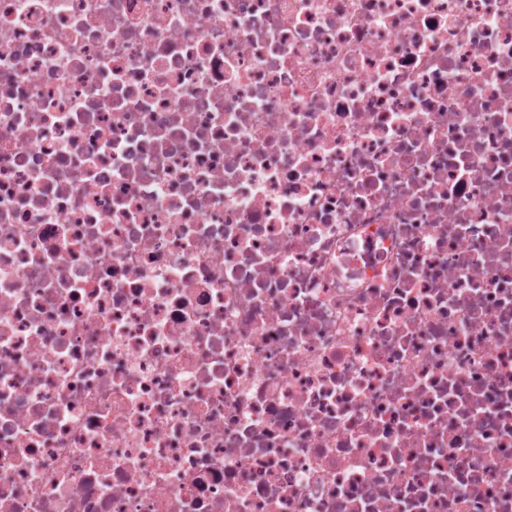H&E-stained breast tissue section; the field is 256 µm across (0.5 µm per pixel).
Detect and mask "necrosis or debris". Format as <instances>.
I'll return each instance as SVG.
<instances>
[{"instance_id": "1", "label": "necrosis or debris", "mask_w": 512, "mask_h": 512, "mask_svg": "<svg viewBox=\"0 0 512 512\" xmlns=\"http://www.w3.org/2000/svg\"><path fill=\"white\" fill-rule=\"evenodd\" d=\"M0 512H512V0H0Z\"/></svg>"}]
</instances>
